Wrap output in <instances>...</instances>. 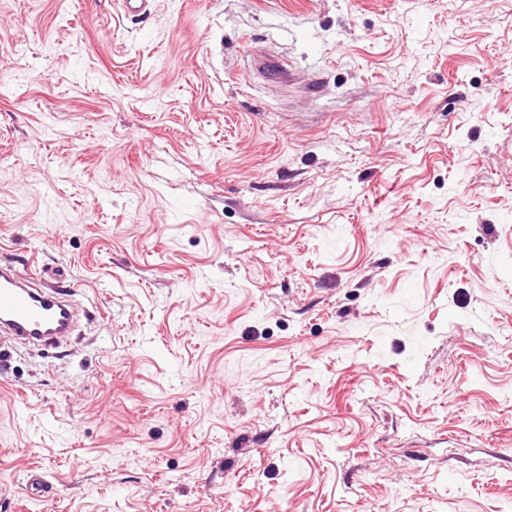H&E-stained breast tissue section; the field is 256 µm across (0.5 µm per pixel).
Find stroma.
I'll use <instances>...</instances> for the list:
<instances>
[{
  "label": "stroma",
  "instance_id": "stroma-1",
  "mask_svg": "<svg viewBox=\"0 0 512 512\" xmlns=\"http://www.w3.org/2000/svg\"><path fill=\"white\" fill-rule=\"evenodd\" d=\"M5 259L0 512H512V0H0ZM76 314L60 293L38 288L22 273L0 264V344H52L69 336Z\"/></svg>",
  "mask_w": 512,
  "mask_h": 512
}]
</instances>
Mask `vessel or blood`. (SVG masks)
<instances>
[{
  "label": "vessel or blood",
  "instance_id": "vessel-or-blood-1",
  "mask_svg": "<svg viewBox=\"0 0 512 512\" xmlns=\"http://www.w3.org/2000/svg\"><path fill=\"white\" fill-rule=\"evenodd\" d=\"M75 318L72 305L60 293L37 287L0 264V339L51 344L72 333Z\"/></svg>",
  "mask_w": 512,
  "mask_h": 512
}]
</instances>
